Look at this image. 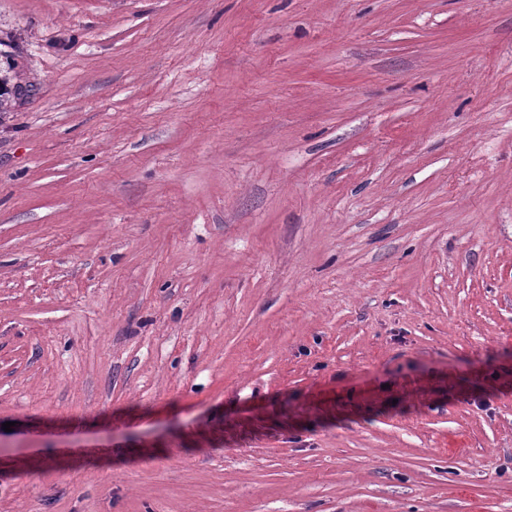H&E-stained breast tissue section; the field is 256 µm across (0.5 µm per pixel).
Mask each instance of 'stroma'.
<instances>
[{"instance_id":"stroma-1","label":"stroma","mask_w":512,"mask_h":512,"mask_svg":"<svg viewBox=\"0 0 512 512\" xmlns=\"http://www.w3.org/2000/svg\"><path fill=\"white\" fill-rule=\"evenodd\" d=\"M0 78V512H512V0H0Z\"/></svg>"}]
</instances>
